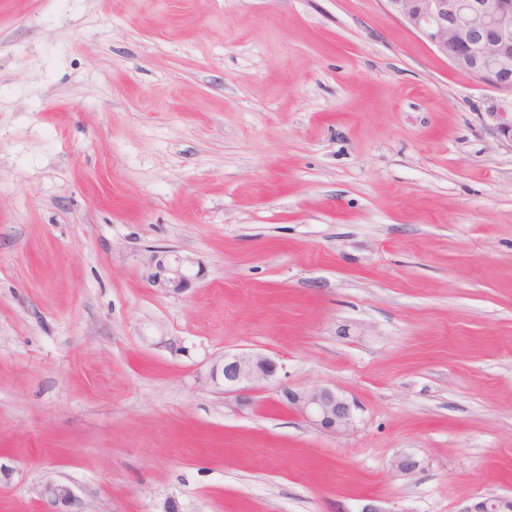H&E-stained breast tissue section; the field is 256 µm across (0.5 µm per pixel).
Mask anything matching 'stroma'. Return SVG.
Returning <instances> with one entry per match:
<instances>
[{
	"mask_svg": "<svg viewBox=\"0 0 512 512\" xmlns=\"http://www.w3.org/2000/svg\"><path fill=\"white\" fill-rule=\"evenodd\" d=\"M492 94L383 0H0V512L49 479L87 512L512 495ZM154 250L202 278L157 291ZM238 352L281 367L245 405L210 379ZM281 403L311 424L341 434L353 430L358 418V404L328 387L310 390L283 387Z\"/></svg>",
	"mask_w": 512,
	"mask_h": 512,
	"instance_id": "1",
	"label": "stroma"
}]
</instances>
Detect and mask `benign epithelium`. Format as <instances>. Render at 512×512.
<instances>
[{
	"instance_id": "obj_1",
	"label": "benign epithelium",
	"mask_w": 512,
	"mask_h": 512,
	"mask_svg": "<svg viewBox=\"0 0 512 512\" xmlns=\"http://www.w3.org/2000/svg\"><path fill=\"white\" fill-rule=\"evenodd\" d=\"M386 8L422 35L457 68L492 88L486 116L497 140L512 148V0H384ZM199 262L169 250L152 252L144 262L150 285L168 295L184 293L197 277ZM278 363L264 355L226 354L212 365V381L226 393H245L275 378ZM281 403L311 424L341 434L353 430L358 404L328 387L310 390L283 387ZM392 466L412 474L421 460L411 452L397 454ZM45 512H84L72 487L48 480L37 491ZM459 512H512V497L482 498Z\"/></svg>"
}]
</instances>
